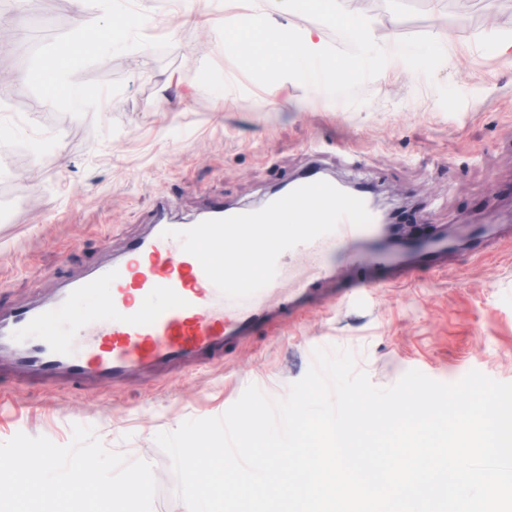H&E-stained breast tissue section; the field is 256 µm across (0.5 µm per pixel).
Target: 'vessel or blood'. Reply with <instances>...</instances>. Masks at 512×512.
Wrapping results in <instances>:
<instances>
[{
	"instance_id": "obj_1",
	"label": "vessel or blood",
	"mask_w": 512,
	"mask_h": 512,
	"mask_svg": "<svg viewBox=\"0 0 512 512\" xmlns=\"http://www.w3.org/2000/svg\"><path fill=\"white\" fill-rule=\"evenodd\" d=\"M169 201L159 198L154 222L131 239L123 255L65 277L54 296L29 307L0 303V378L44 387L196 371L223 361L248 344L259 329H273L301 316L324 297L350 299L372 288L402 283L418 268L442 269L453 245L437 231L386 241L378 223L359 228L341 221L337 229L284 252L274 280L253 296L221 294L200 262L179 239L166 237ZM346 247L343 264L333 255ZM108 290L102 315L71 319L58 337L59 314L76 301Z\"/></svg>"
}]
</instances>
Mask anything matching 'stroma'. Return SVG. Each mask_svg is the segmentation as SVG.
Instances as JSON below:
<instances>
[{"label": "stroma", "instance_id": "1", "mask_svg": "<svg viewBox=\"0 0 512 512\" xmlns=\"http://www.w3.org/2000/svg\"><path fill=\"white\" fill-rule=\"evenodd\" d=\"M378 18L377 43L416 52V74L336 43L318 86L295 79L268 98L250 47L225 46V18L268 25L269 0H112L86 12L72 69L94 106H52L29 70L70 39L75 0L11 12L0 26L34 39L0 104V297L24 305L79 274L149 224L159 196L194 221L208 199L261 206L286 178L320 166L376 186L417 223L464 239L471 224L512 225V68L483 42L512 31V0H343ZM448 30L451 47L436 39ZM109 56L110 64L99 61ZM223 110H215L216 100ZM354 351L372 384L412 369L454 383L477 370L512 383V239L459 249L446 271L414 273L366 298L315 306L259 334L223 363L158 380L54 391L0 389V442L22 432L70 443L76 424L104 446L152 463L154 512H177L169 458L154 437L222 415L248 385L284 397L318 347Z\"/></svg>", "mask_w": 512, "mask_h": 512}]
</instances>
